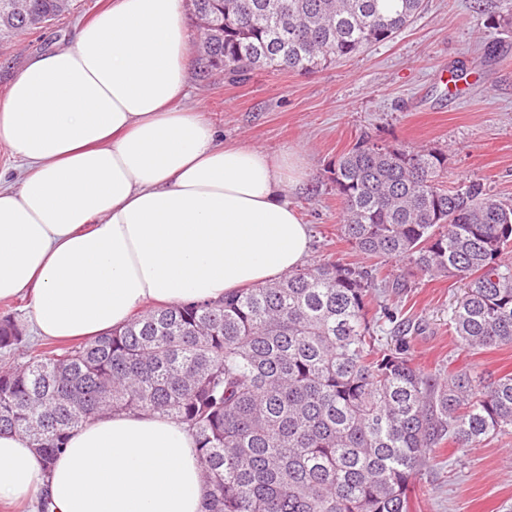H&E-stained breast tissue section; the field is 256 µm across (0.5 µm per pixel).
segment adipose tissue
Segmentation results:
<instances>
[{
  "instance_id": "adipose-tissue-1",
  "label": "adipose tissue",
  "mask_w": 512,
  "mask_h": 512,
  "mask_svg": "<svg viewBox=\"0 0 512 512\" xmlns=\"http://www.w3.org/2000/svg\"><path fill=\"white\" fill-rule=\"evenodd\" d=\"M185 0H112L72 45L32 58L0 95V300L28 298L39 337L93 339L149 309L222 299L305 263L310 230L285 197L300 159L220 142L176 104ZM192 434L110 413L71 434L52 469L0 434V500L49 512H202Z\"/></svg>"
}]
</instances>
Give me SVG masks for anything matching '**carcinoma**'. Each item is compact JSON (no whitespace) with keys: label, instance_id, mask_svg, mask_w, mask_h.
<instances>
[{"label":"carcinoma","instance_id":"carcinoma-1","mask_svg":"<svg viewBox=\"0 0 512 512\" xmlns=\"http://www.w3.org/2000/svg\"><path fill=\"white\" fill-rule=\"evenodd\" d=\"M0 38L39 30L70 0H27ZM202 76L315 72L390 40L424 0H192ZM445 154L358 140L329 170L342 236L404 262L295 269L216 302L134 316L88 342L34 349L0 317V432L29 438L51 468L70 434L111 412L171 417L194 436L203 512H412L433 449L467 452L512 433V374L443 378L412 364L405 321L372 291L448 276L465 291L448 326L460 348L512 345V204L472 180L444 184ZM396 337L383 346L376 329Z\"/></svg>","mask_w":512,"mask_h":512}]
</instances>
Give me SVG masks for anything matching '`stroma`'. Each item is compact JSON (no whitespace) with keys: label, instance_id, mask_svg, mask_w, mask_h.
<instances>
[{"label":"stroma","instance_id":"obj_1","mask_svg":"<svg viewBox=\"0 0 512 512\" xmlns=\"http://www.w3.org/2000/svg\"><path fill=\"white\" fill-rule=\"evenodd\" d=\"M483 9H476V2ZM112 0H73L71 10L37 32L0 40V89L34 56L67 43ZM421 16L394 39L352 60L313 72L255 71L234 82L189 71L184 106H202L224 140L277 155L297 152L303 181L286 196L312 231L309 263L366 264L340 230L342 205L328 170L359 137L387 146L431 148L448 156L445 182L484 183L512 201V27L493 19L500 0H425ZM467 81L447 88L439 71ZM455 279L419 277L390 289L388 306L409 321L417 367L451 373L474 367L485 377L512 373V346L479 352L457 347L448 312ZM413 512H502L512 504V435L466 454L442 444L417 480Z\"/></svg>","mask_w":512,"mask_h":512}]
</instances>
